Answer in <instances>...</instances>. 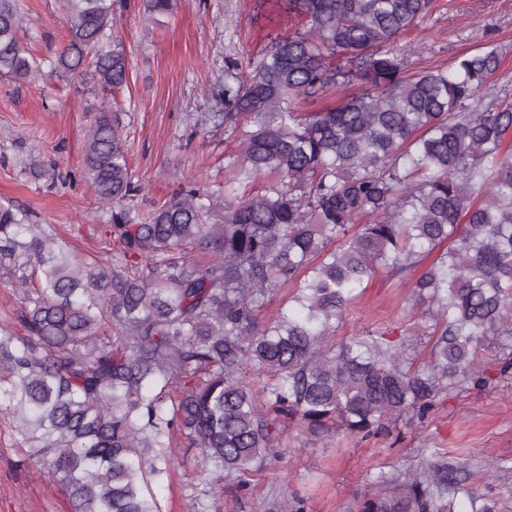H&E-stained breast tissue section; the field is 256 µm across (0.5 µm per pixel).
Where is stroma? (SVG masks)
Wrapping results in <instances>:
<instances>
[{
	"mask_svg": "<svg viewBox=\"0 0 512 512\" xmlns=\"http://www.w3.org/2000/svg\"><path fill=\"white\" fill-rule=\"evenodd\" d=\"M20 35L39 64L30 80L0 77V205L27 212L31 223L64 239L86 258L115 260L101 242L108 223L82 177V140L101 105L124 130L136 191L130 205L144 215L180 184L224 187V156L235 142L224 131L221 95L226 61L248 58L289 35L305 32L293 0H173L172 12L149 22L127 0L114 33L125 47L129 81L109 94L92 67L66 74L53 63L67 39L57 0H17ZM434 9L404 34V74L449 66L461 53L495 41L507 53L492 79L499 99L512 101V0H434ZM419 270L404 277L379 272L352 304L338 330L350 336L389 330L409 355H428V305L415 300ZM386 438L317 439L289 428L285 462L264 469L240 498L221 499L216 512H280L291 494L304 512H354L372 477L416 465L430 448L465 462L476 495L512 508V370L494 384L441 397L424 422L398 423ZM174 462L156 493L166 512H193L195 450L174 449ZM0 512H65L49 477L28 458L13 410L0 405Z\"/></svg>",
	"mask_w": 512,
	"mask_h": 512,
	"instance_id": "35a3bbf8",
	"label": "stroma"
}]
</instances>
